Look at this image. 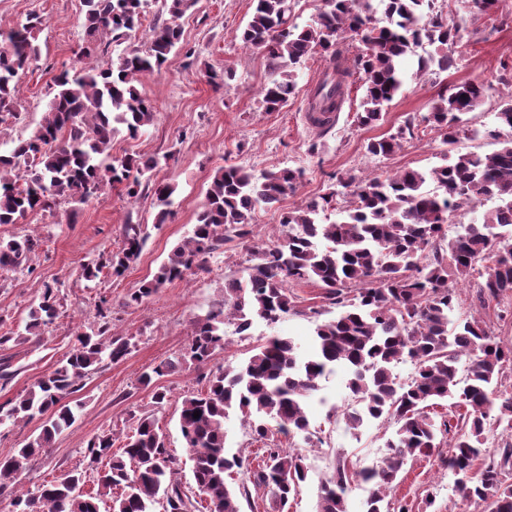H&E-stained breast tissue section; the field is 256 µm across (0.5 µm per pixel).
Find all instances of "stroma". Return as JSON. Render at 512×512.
<instances>
[{"instance_id":"stroma-1","label":"stroma","mask_w":512,"mask_h":512,"mask_svg":"<svg viewBox=\"0 0 512 512\" xmlns=\"http://www.w3.org/2000/svg\"><path fill=\"white\" fill-rule=\"evenodd\" d=\"M436 11L464 31L457 67L409 77L402 92L374 127L356 122L363 95L352 85L348 101L335 125L326 132L306 119L308 93L321 78L325 61L320 54L308 58L298 77V93L278 112L265 111L262 89L269 79L264 55L245 46L240 34L252 12V0H197L181 18L183 46L172 52L167 64L145 77L139 91L154 100L157 116L140 137L119 134L114 154L167 156L157 178L176 185L173 212L165 224L155 222L152 196L129 200L122 186L106 188L86 204L61 203L53 212H33L15 224H0V240L37 235L40 248L32 254V271H0V335L22 331L31 303L44 283L60 286L64 306L40 341L0 345V363L9 365L8 379H0V406L28 391L52 372L72 349L78 325L93 320L100 299L112 311V332L131 338L134 347L119 362L103 361L84 380L77 398L81 403L74 423L57 434L49 448L25 465L16 484L0 488V504H9L22 490L85 466L84 450L94 436L110 431L114 450H121L132 431V415L152 414L174 459L177 477L191 483V463L179 429L184 395L206 390L213 371L245 361L253 348L268 337H292L310 348L314 323L331 304L316 283L293 286L296 310L276 325L256 322L250 335L227 331L226 348L216 350L208 365L182 366L145 385L140 376L161 362L175 359L187 345L196 315L222 300L224 281L246 266L249 251L277 241L283 212L331 192L338 179L347 176L386 177L406 168L429 169L439 165L445 147L425 118L438 94L453 85L478 77L499 92L512 91V0H498L488 15L473 13L470 0H438ZM42 16L38 35L39 57L21 76L23 93L17 120L0 127V151L8 152L14 139L31 134L41 121L61 72L81 67L77 55L83 35L81 0H0V29L25 22L29 14ZM225 73L220 86L208 83L207 70ZM498 96L464 117L465 134L455 148L460 152L490 153L495 140L472 129L493 127ZM397 136L401 147L392 156L368 154L370 139ZM238 165L260 174L282 168L303 172L300 185L280 207L259 211L249 236L234 240L210 257L203 268L193 269L186 279L166 284L139 305L126 302L127 295L150 280L168 254L190 233L204 202L210 175L221 167ZM145 226L148 238L137 259L122 276L111 273L89 281L82 276L84 264L118 249L126 222ZM460 316L478 315L504 342H512V313L500 306H480L473 288L457 283ZM163 387L168 401L156 406L152 396ZM320 402L314 403L309 437H295L290 444L305 454L311 465L308 477L292 501L290 512H317L319 489L338 462L358 470L379 462L394 432L391 423L377 420L358 431L347 428L341 413L349 401L346 376L330 374L321 381ZM434 497L436 512H481L476 504H462L448 488V473L437 457L409 460L393 501L406 503L410 512H423L427 497Z\"/></svg>"}]
</instances>
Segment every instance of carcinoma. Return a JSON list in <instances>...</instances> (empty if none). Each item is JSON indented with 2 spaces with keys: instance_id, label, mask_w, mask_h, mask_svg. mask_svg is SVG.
<instances>
[{
  "instance_id": "1",
  "label": "carcinoma",
  "mask_w": 512,
  "mask_h": 512,
  "mask_svg": "<svg viewBox=\"0 0 512 512\" xmlns=\"http://www.w3.org/2000/svg\"><path fill=\"white\" fill-rule=\"evenodd\" d=\"M196 0H163L169 19L153 27L147 48L128 45L104 65H85L55 80V93L39 126L13 149L0 153V224H15L29 212L51 211L63 201L85 203L105 187L122 185L129 199L151 190L159 210L155 223L171 215L177 187L154 178L160 158L112 154L121 132L135 138L153 125L156 107L137 84L162 69L182 42L178 20ZM149 0H84L81 57L96 53L104 41H126L143 25ZM242 42L261 50L272 78L262 98L278 112L296 94L299 69L308 57L322 54L326 67L308 96L307 119L322 131L348 100L352 72L361 76L362 127L383 119L406 81L402 66L422 42L437 48L431 61L446 72L456 64L454 48L460 28L433 17L434 0H327L313 20L300 26L291 19L290 0H253ZM382 17H377V13ZM44 20L31 15L19 26L0 31V43L12 50L0 54V124L17 118L19 74L38 58L36 33ZM361 43L354 58L348 40ZM492 96V85L467 80L440 94L426 121L442 142L457 141L463 116ZM400 148L394 135L371 140L374 156ZM444 164L428 172L404 169L384 179L355 176L339 180L340 189L288 210L273 246L251 250L238 277L224 280V297L194 320V331L177 361L141 375L144 384L183 363L204 364L224 348V326L249 335L254 321L274 324L295 309L289 285L314 281L336 305V315L315 324L313 352L304 354L290 338L273 336L254 348L240 365L214 374L203 392L183 397L179 425L192 462L193 485L175 477L172 458L152 416L135 418L121 454L112 450V433L88 442L86 466L48 481L13 499L14 512H99L106 496L111 512H240L238 501L250 487L272 493L279 512H290V500L309 472L306 457L282 446L309 431L310 400L320 381L344 368L351 404L342 410L346 424L384 420L395 431L386 441L382 460L352 474L336 465L322 483L318 512H348L351 478L369 487L365 512H408L389 499L408 459L431 454L446 442L442 459L461 498L476 504L493 501L496 512H512V440L494 439L496 430L512 432V343H505L476 317H457L456 289L448 270L476 289L481 303L512 301V137L486 154L443 156ZM302 172L291 168L255 175L230 166L214 172L205 201L189 236L178 244L154 277L129 295L140 304L159 288L185 278L206 256L224 244L250 234L254 214L271 209L296 191ZM351 197V206L330 223L321 213L336 196ZM497 205L482 221L460 225L453 237L447 224L455 212L485 201ZM147 240L141 224H126L122 245L82 268L87 280L102 269L119 276L140 256ZM41 246L37 237L0 241V269L22 266ZM98 321L77 333V345L47 377L0 411V426L28 422L49 414L41 432L0 461V485L17 481L25 461L48 447L53 436L75 419L81 407L70 397L104 359L116 363L130 353V339L112 334V322L100 300ZM62 308L56 283L43 285L28 311L23 332L0 336V344L24 343L43 335ZM409 362L412 377L401 382L394 369ZM452 402V417L437 419L428 404ZM200 412L194 417V412ZM238 413L253 438L265 443L263 465L248 472L238 488L226 473L244 466L240 455L226 454L224 421ZM96 490L81 491L87 477Z\"/></svg>"
}]
</instances>
